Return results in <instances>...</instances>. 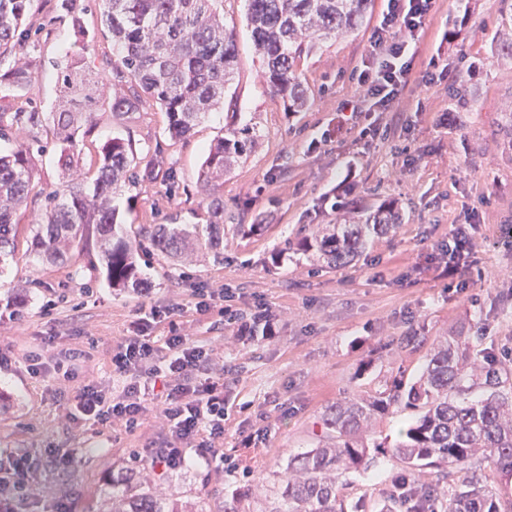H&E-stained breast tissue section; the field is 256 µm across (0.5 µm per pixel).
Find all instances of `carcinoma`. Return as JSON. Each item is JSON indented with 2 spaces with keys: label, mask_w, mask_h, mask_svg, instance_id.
I'll list each match as a JSON object with an SVG mask.
<instances>
[{
  "label": "carcinoma",
  "mask_w": 512,
  "mask_h": 512,
  "mask_svg": "<svg viewBox=\"0 0 512 512\" xmlns=\"http://www.w3.org/2000/svg\"><path fill=\"white\" fill-rule=\"evenodd\" d=\"M34 0H0V55L19 42ZM254 47L263 61L268 87L300 112L310 103L297 62L322 42L362 25L368 0H246ZM75 35L88 37L82 15L95 9L112 38V118L124 120L153 101L168 120L173 138L189 134L206 113L224 105L237 64L233 35L224 28V0H62ZM60 96L48 114L22 102L0 112V138L14 125L32 129L48 120L57 147L61 189L46 196L30 247L42 261L68 266L88 257L101 265L112 288L143 287L137 249L117 224L112 195L132 179L130 141L112 137L96 147L92 185L80 164L79 134L95 125L104 90L85 59L69 55L56 63ZM33 72L19 60L0 73V85L24 97ZM259 138L257 126L232 119L210 146L198 174L209 224H155L141 227L160 254L182 262L205 250L224 255V173ZM46 146L32 138L0 152V263L17 248L15 217L28 204L35 155ZM402 221L393 202L363 220L335 224L320 235H305L295 250L313 254L329 267L348 264L374 239ZM393 405L416 412L392 448L404 472L383 498L379 512H420L426 498L443 501L442 512H512V494L500 486L512 480V367L490 355L474 354L463 336H445L432 345L419 380L391 385L368 398H348L330 406L323 425L329 442L288 462L283 498L287 512H346L342 477L368 461L364 433ZM112 512H184L132 477L112 480Z\"/></svg>",
  "instance_id": "obj_1"
}]
</instances>
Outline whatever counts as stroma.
Masks as SVG:
<instances>
[{
	"mask_svg": "<svg viewBox=\"0 0 512 512\" xmlns=\"http://www.w3.org/2000/svg\"><path fill=\"white\" fill-rule=\"evenodd\" d=\"M384 0H373L354 33L323 43L302 57L299 70L311 100L303 112L288 111L262 79V63L246 26L244 0H224V23L238 45L233 91L223 107L206 114L185 137L167 132L164 112L145 103L115 122L100 104L98 122L84 138L82 167L94 145L121 136L135 153V184L120 188L112 204L123 224H204L207 203L196 184L212 141L223 134L228 113L257 124L261 138L224 179V260L183 264L162 257L142 241L139 269L144 289L109 288L86 260L52 266L29 250L32 226L61 176L53 153L36 156L28 207L18 213V248L0 263V349L11 365L0 367V452L70 451V466L42 467L29 480L17 512H101L112 478L130 474L158 495L180 500L191 512H271L282 503L289 456L317 447L322 418L336 401L372 396L397 377L412 381L435 339L466 337L472 347L503 358L512 351V58L500 45L512 38L502 21L512 0H435L417 40L415 70L438 58L461 70L456 81H419L389 111H365L363 90L352 75L367 60ZM30 23L37 32L0 70L24 58L34 71L25 97L48 112L59 88L56 64L83 52L87 65L111 85L106 61L112 41L97 12H88L87 49H80L61 0H34ZM159 159L152 176L143 171ZM393 199L402 222L375 239L347 265L328 269L316 257L289 249V242L327 225L373 211ZM467 224L475 265L462 268L457 286L438 276L441 248L452 225ZM239 224L259 233H236ZM27 303L7 299L16 286ZM214 291L211 309L197 311L195 289ZM228 290L232 305L251 320L264 305L271 336L250 339L225 323L216 293ZM174 304L183 333L207 341L215 372L224 375L227 416L217 447L242 461L249 473L231 472L191 459L160 472L138 461L143 448L173 439L159 406L148 404L133 429L75 425L66 412L72 393L93 384L109 395L122 391L109 356L132 335L140 308ZM418 337L419 346L403 344ZM86 351L65 388L47 374H32L27 356L47 365ZM411 410L395 405L372 422L369 443L386 451L369 455L366 468L350 473L349 501L373 505L401 472L388 448L411 422ZM266 431V443L244 447V435Z\"/></svg>",
	"mask_w": 512,
	"mask_h": 512,
	"instance_id": "35a3bbf8",
	"label": "stroma"
}]
</instances>
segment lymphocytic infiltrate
<instances>
[{
    "instance_id": "lymphocytic-infiltrate-1",
    "label": "lymphocytic infiltrate",
    "mask_w": 512,
    "mask_h": 512,
    "mask_svg": "<svg viewBox=\"0 0 512 512\" xmlns=\"http://www.w3.org/2000/svg\"><path fill=\"white\" fill-rule=\"evenodd\" d=\"M433 8V0H385L376 27L372 50L357 74L358 85L370 101L371 111H386L406 86L416 57V37ZM177 306H153L139 311L134 333L125 337L110 358L113 374L125 385L116 397L91 385L73 397L71 420L97 424L124 422L133 427L151 399L162 400L164 417L181 442L194 443L192 454L205 463L224 462L215 442L224 436V378L210 368V354L203 341L171 332L156 344V324L172 320ZM69 455L46 449L44 456L9 453L0 456V512H15L26 491V480L42 464L69 465Z\"/></svg>"
}]
</instances>
